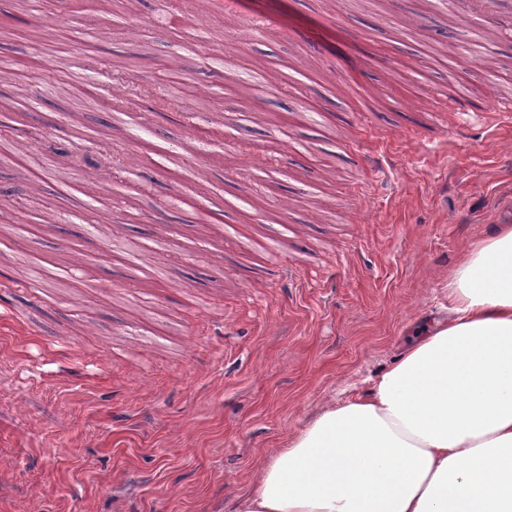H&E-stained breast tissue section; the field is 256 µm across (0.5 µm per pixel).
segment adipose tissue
Here are the masks:
<instances>
[{
	"label": "adipose tissue",
	"instance_id": "adipose-tissue-1",
	"mask_svg": "<svg viewBox=\"0 0 512 512\" xmlns=\"http://www.w3.org/2000/svg\"><path fill=\"white\" fill-rule=\"evenodd\" d=\"M447 299L365 388L268 450L230 512H512V224L462 254Z\"/></svg>",
	"mask_w": 512,
	"mask_h": 512
}]
</instances>
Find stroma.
Wrapping results in <instances>:
<instances>
[{"mask_svg":"<svg viewBox=\"0 0 512 512\" xmlns=\"http://www.w3.org/2000/svg\"><path fill=\"white\" fill-rule=\"evenodd\" d=\"M166 3L0 0V57L78 66L82 44L63 61L46 44L80 28L195 112L141 99L142 138L88 105L89 86L62 97L0 71V97L35 103L21 123L0 112V136L51 167L35 183L31 163L0 160V512H228L263 452L388 365L411 322L443 315L462 250L512 224V118L480 115L512 97V37L450 69L410 37L449 19L435 0H196L210 29L187 55L198 33L158 26ZM215 57L263 65L283 108L217 92ZM185 67L188 90L172 80ZM235 123L228 147L209 145ZM101 125L110 157L73 167L65 132ZM151 143L177 164H152ZM128 170L137 187L113 204ZM247 184L252 208H225ZM30 210L40 223L18 230ZM78 259V278L41 275Z\"/></svg>","mask_w":512,"mask_h":512,"instance_id":"35a3bbf8","label":"stroma"}]
</instances>
